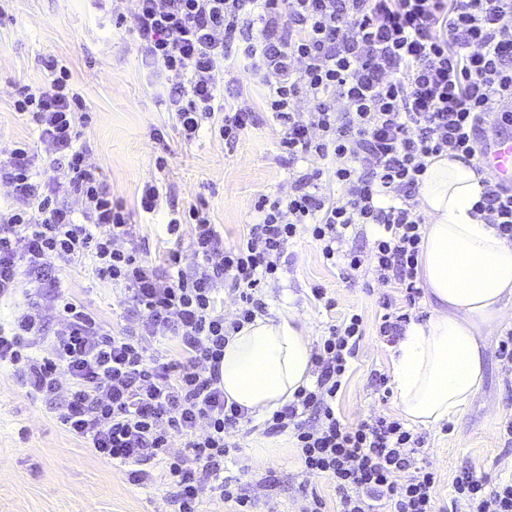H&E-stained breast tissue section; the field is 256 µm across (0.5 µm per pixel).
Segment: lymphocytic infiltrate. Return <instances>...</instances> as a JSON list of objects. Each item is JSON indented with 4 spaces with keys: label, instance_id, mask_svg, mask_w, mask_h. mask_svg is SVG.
Masks as SVG:
<instances>
[{
    "label": "lymphocytic infiltrate",
    "instance_id": "lymphocytic-infiltrate-1",
    "mask_svg": "<svg viewBox=\"0 0 512 512\" xmlns=\"http://www.w3.org/2000/svg\"><path fill=\"white\" fill-rule=\"evenodd\" d=\"M131 25L158 80L174 127L192 141L202 126L232 143L257 117L218 85L225 48L264 92L280 146L297 168L287 195H262L243 238L225 245L205 204L171 210L166 232L189 230L188 250L165 267L124 249L167 194L145 183L134 205L113 200L78 140L91 116L66 65L52 60L48 86H19L16 113L51 158L20 142L0 159L8 203L0 208V299L18 298L0 325V368L33 401L58 412L65 431L143 482L160 465L175 512H200L211 486L234 512H255L239 478L223 476L247 416L227 404L220 379L224 343L265 304L288 242L308 236L323 258L367 271L383 289L380 336L395 340L421 295L417 265L423 215L416 192L430 157L478 156L479 143L512 129V0H135ZM474 208L512 243V183L488 175ZM77 197L80 209L68 206ZM372 224L368 247L345 248L349 228ZM192 258L191 271L182 268ZM90 264L120 290L139 333L114 332L63 289L57 272ZM237 309L225 317L219 288ZM62 327L44 332V315ZM364 336L361 315L330 325L314 345L313 386L267 421L290 434L303 471L331 481L338 512H512V481L467 472L449 503L421 437L399 419L358 424L336 412V396ZM175 339L177 362L152 344ZM183 452L170 451L172 438Z\"/></svg>",
    "mask_w": 512,
    "mask_h": 512
}]
</instances>
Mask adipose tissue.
<instances>
[{"label": "adipose tissue", "instance_id": "adipose-tissue-1", "mask_svg": "<svg viewBox=\"0 0 512 512\" xmlns=\"http://www.w3.org/2000/svg\"><path fill=\"white\" fill-rule=\"evenodd\" d=\"M476 163L430 158L418 189L426 217L418 278L430 306L390 348L391 383L407 423L438 427L480 390L486 338L512 320V244L472 217L483 191ZM312 339L296 315H259L229 336L220 377L227 401L262 421L313 380Z\"/></svg>", "mask_w": 512, "mask_h": 512}]
</instances>
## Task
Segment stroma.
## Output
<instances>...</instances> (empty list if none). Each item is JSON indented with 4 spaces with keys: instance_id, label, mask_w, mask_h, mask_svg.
<instances>
[{
    "instance_id": "1",
    "label": "stroma",
    "mask_w": 512,
    "mask_h": 512,
    "mask_svg": "<svg viewBox=\"0 0 512 512\" xmlns=\"http://www.w3.org/2000/svg\"><path fill=\"white\" fill-rule=\"evenodd\" d=\"M66 64L81 88L92 122L83 128L87 149L113 198L132 204L142 184L163 183L175 204L205 201L213 224L232 245L253 223L258 196L287 194L288 162L279 147L278 126L247 71L231 69L223 78L224 95L259 112L255 127L231 145L201 129L184 144L152 94L150 69L140 43L129 28L118 29L96 17L89 0H12L0 15V155L16 142L43 146L38 133L12 106L18 85H47L46 61ZM165 128L164 141L151 128ZM166 155L165 169L155 158ZM159 210L125 247L162 263L173 243ZM280 280L264 294L272 313H294L305 320L313 339L344 314L359 313L365 335L336 397V411L355 424L374 415L397 416L394 398L380 399L372 376L389 373V345L376 334L380 313L377 286L348 280L340 267L323 259L315 243L299 237L288 244ZM60 277L69 293L82 299L105 323L130 326L119 293L93 277L89 268L71 267ZM327 288L336 299L325 309L310 295L312 285ZM512 418V374L505 373L495 346L486 350V372L480 391L449 429L417 428L438 476L437 496L448 501L461 470L485 474L493 481L512 480V447L500 438L502 421ZM248 457L243 484L259 499L261 512H294L303 491H313L336 507V492L323 478L305 475L298 453L283 436H268L260 424H247L237 437ZM141 484L125 468L94 456L59 424L54 410L33 402L12 378L0 373V512H171L160 466Z\"/></svg>"
}]
</instances>
